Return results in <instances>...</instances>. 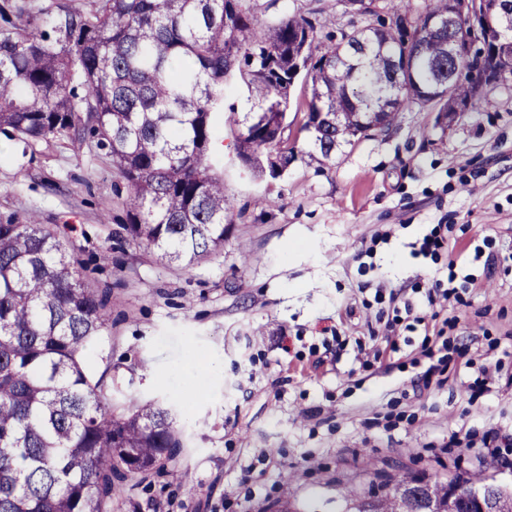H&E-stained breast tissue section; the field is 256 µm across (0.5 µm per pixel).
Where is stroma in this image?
<instances>
[{"label": "stroma", "instance_id": "stroma-1", "mask_svg": "<svg viewBox=\"0 0 512 512\" xmlns=\"http://www.w3.org/2000/svg\"><path fill=\"white\" fill-rule=\"evenodd\" d=\"M100 0H0L19 27L50 30ZM300 15L320 38L391 22L344 0H251ZM210 152L232 221L224 248L190 269L128 238V188L95 139L22 142L0 132V222L61 232L86 282L112 291L107 329L85 354L111 368L112 402L171 407L183 451L165 476L119 493L112 512H344L404 470L483 472L498 436L497 481L512 483V84L448 119L412 106L342 147L272 178L238 158L237 128L215 114ZM445 225L436 256L419 242ZM248 249L249 262L240 251ZM467 282L429 305L435 283ZM399 317L396 344L383 336ZM450 337L448 380L426 381L424 337ZM380 350L368 359L366 350ZM214 371L205 391L191 377Z\"/></svg>", "mask_w": 512, "mask_h": 512}]
</instances>
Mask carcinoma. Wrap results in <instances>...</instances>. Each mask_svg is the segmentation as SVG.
Instances as JSON below:
<instances>
[{"label":"carcinoma","mask_w":512,"mask_h":512,"mask_svg":"<svg viewBox=\"0 0 512 512\" xmlns=\"http://www.w3.org/2000/svg\"><path fill=\"white\" fill-rule=\"evenodd\" d=\"M387 2L393 26L327 44L311 19L263 18L243 0H102L94 14L57 16L50 34L1 30L0 129L26 141L59 132L96 139L128 185L123 230L189 269L224 247L231 218L209 154L228 78L239 75L252 101L232 118L237 154L273 178L298 159L273 133L288 127L299 78L310 88L305 157L320 167L406 107L433 102L448 115L490 102L451 55L453 42L471 38L469 19L439 35L448 0L424 9ZM472 9L498 25L475 53L512 71V0H472ZM82 268L47 225L0 223V512H112L118 492L182 448L170 409L116 412L112 385L85 364L110 320L111 289L87 286ZM455 479L498 498L486 476ZM345 499L354 512H425L433 500L446 504L448 490L403 473L379 493Z\"/></svg>","instance_id":"1"}]
</instances>
